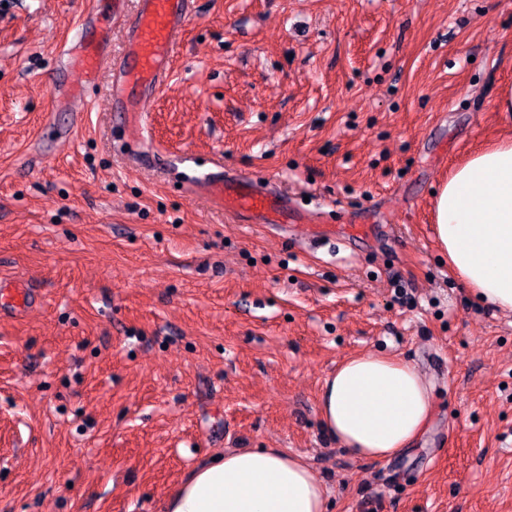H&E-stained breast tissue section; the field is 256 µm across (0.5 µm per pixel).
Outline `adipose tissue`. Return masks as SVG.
I'll list each match as a JSON object with an SVG mask.
<instances>
[{
  "instance_id": "adipose-tissue-1",
  "label": "adipose tissue",
  "mask_w": 512,
  "mask_h": 512,
  "mask_svg": "<svg viewBox=\"0 0 512 512\" xmlns=\"http://www.w3.org/2000/svg\"><path fill=\"white\" fill-rule=\"evenodd\" d=\"M435 233L450 271L478 301L512 312V138L473 153L441 184ZM432 388L409 361L361 354L329 376L325 428L358 458L403 453L427 429ZM165 512H326L308 464L279 448L227 451L199 463L168 496Z\"/></svg>"
}]
</instances>
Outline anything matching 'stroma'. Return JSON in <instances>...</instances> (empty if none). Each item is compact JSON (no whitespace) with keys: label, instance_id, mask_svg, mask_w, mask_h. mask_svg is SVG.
<instances>
[{"label":"stroma","instance_id":"stroma-1","mask_svg":"<svg viewBox=\"0 0 512 512\" xmlns=\"http://www.w3.org/2000/svg\"><path fill=\"white\" fill-rule=\"evenodd\" d=\"M113 0H0V512H163L192 469L283 448L326 512H512V314L452 276L432 193L512 137V0H194L149 132L101 72L73 106L60 68ZM224 172L287 194L310 244L196 194ZM411 362L427 430L357 458L322 424L348 357ZM0 288V310L2 312L5 309L16 313L21 312L31 302L29 289L23 283L16 284L7 295L4 294V285L1 284Z\"/></svg>","mask_w":512,"mask_h":512}]
</instances>
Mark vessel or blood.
<instances>
[{"label": "vessel or blood", "instance_id": "1", "mask_svg": "<svg viewBox=\"0 0 512 512\" xmlns=\"http://www.w3.org/2000/svg\"><path fill=\"white\" fill-rule=\"evenodd\" d=\"M193 0H138L127 23V46L120 57H112L106 40L89 41L63 48L67 65L78 71L84 82H95L101 71L111 74L112 107L123 119L144 112L146 94L155 93L165 82L170 64L181 47V34L192 18ZM222 207L240 215L263 219L297 220L289 212L287 198L258 189L245 177L224 178L210 173L197 181ZM31 302L25 284L10 292L0 291V310L23 311Z\"/></svg>", "mask_w": 512, "mask_h": 512}]
</instances>
